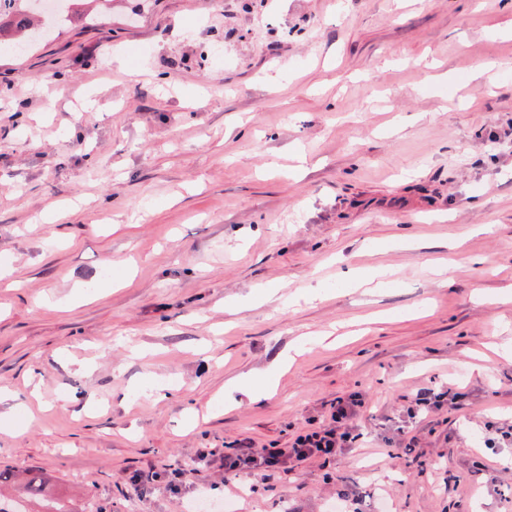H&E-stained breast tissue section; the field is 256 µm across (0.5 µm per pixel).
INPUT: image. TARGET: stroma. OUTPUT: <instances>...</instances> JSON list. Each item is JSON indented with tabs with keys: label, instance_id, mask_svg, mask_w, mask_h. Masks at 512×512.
<instances>
[{
	"label": "stroma",
	"instance_id": "35a3bbf8",
	"mask_svg": "<svg viewBox=\"0 0 512 512\" xmlns=\"http://www.w3.org/2000/svg\"><path fill=\"white\" fill-rule=\"evenodd\" d=\"M0 271V471L108 512H512V0H80L0 51ZM242 376L276 389L225 404ZM425 385L458 400L409 419ZM354 393L330 465L245 494L198 460Z\"/></svg>",
	"mask_w": 512,
	"mask_h": 512
}]
</instances>
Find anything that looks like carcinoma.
<instances>
[{"label": "carcinoma", "mask_w": 512, "mask_h": 512, "mask_svg": "<svg viewBox=\"0 0 512 512\" xmlns=\"http://www.w3.org/2000/svg\"><path fill=\"white\" fill-rule=\"evenodd\" d=\"M32 14L31 0H6V5H0V48L32 41ZM8 483L14 484V495L0 497V512H88L55 494L41 477L30 472L25 476L0 472V485Z\"/></svg>", "instance_id": "cac0c4a2"}]
</instances>
